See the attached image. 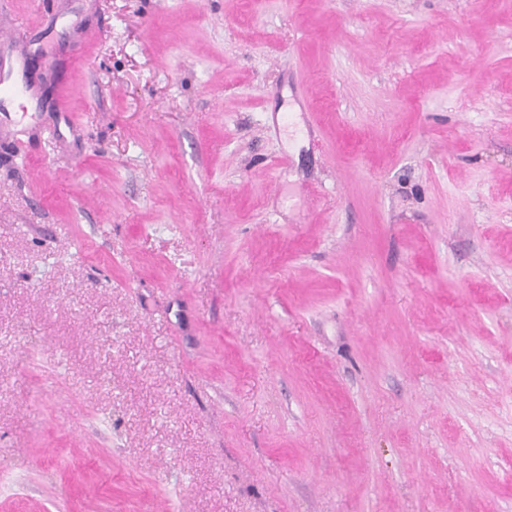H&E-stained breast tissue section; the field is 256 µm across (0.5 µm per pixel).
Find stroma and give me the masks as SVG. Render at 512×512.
<instances>
[{"label": "stroma", "mask_w": 512, "mask_h": 512, "mask_svg": "<svg viewBox=\"0 0 512 512\" xmlns=\"http://www.w3.org/2000/svg\"><path fill=\"white\" fill-rule=\"evenodd\" d=\"M28 22L0 512H512V0Z\"/></svg>", "instance_id": "1"}]
</instances>
